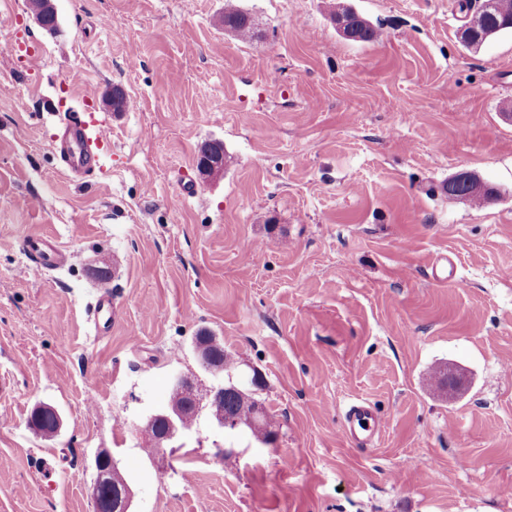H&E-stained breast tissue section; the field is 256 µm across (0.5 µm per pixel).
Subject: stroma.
Listing matches in <instances>:
<instances>
[{"label":"stroma","instance_id":"obj_1","mask_svg":"<svg viewBox=\"0 0 512 512\" xmlns=\"http://www.w3.org/2000/svg\"><path fill=\"white\" fill-rule=\"evenodd\" d=\"M331 2L238 0L241 41L224 0H55L52 31L0 0V512H94L104 449L130 512H512V32L471 50L458 0H347L379 32L353 43ZM87 98L112 153L74 180L58 122ZM461 170L494 197L444 195ZM30 235L64 267L29 274ZM202 332L257 377L272 444L207 407L147 443L174 376L217 381ZM444 366L461 392L430 385ZM358 401L383 422L366 448ZM234 2V0H225L224 29H230L239 40H249L255 34L252 20ZM112 315L115 318V307L112 305V296L106 293L97 300L92 309V320L97 335L112 327ZM346 434L357 448H365L376 438L379 418L364 402L352 404L345 413Z\"/></svg>","mask_w":512,"mask_h":512}]
</instances>
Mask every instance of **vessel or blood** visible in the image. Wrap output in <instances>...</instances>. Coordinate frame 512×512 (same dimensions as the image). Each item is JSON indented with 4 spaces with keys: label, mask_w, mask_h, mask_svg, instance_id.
Returning <instances> with one entry per match:
<instances>
[{
    "label": "vessel or blood",
    "mask_w": 512,
    "mask_h": 512,
    "mask_svg": "<svg viewBox=\"0 0 512 512\" xmlns=\"http://www.w3.org/2000/svg\"><path fill=\"white\" fill-rule=\"evenodd\" d=\"M59 125L64 131V139L58 149L59 159L68 175L74 179H85L101 170L111 148L104 123L85 106L65 113ZM22 247L28 256V269L34 276H44L65 263L64 251L51 239L30 236L24 239ZM114 313L111 295H102L92 309L96 329H110ZM345 429L351 443L363 448L375 440L379 418L367 403L358 402L345 413Z\"/></svg>",
    "instance_id": "obj_1"
}]
</instances>
